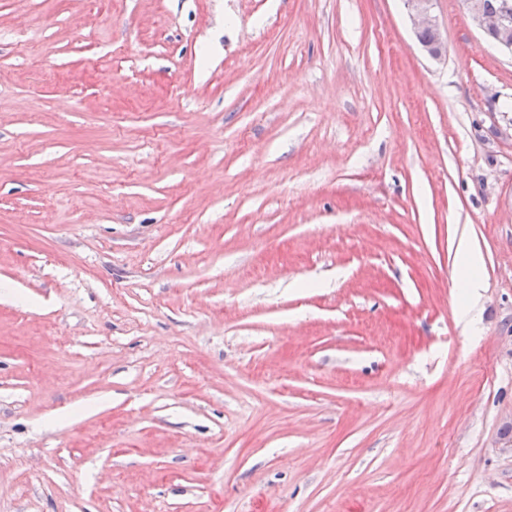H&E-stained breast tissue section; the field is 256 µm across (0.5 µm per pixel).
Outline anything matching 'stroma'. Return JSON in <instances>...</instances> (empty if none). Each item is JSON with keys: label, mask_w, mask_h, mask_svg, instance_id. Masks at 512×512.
<instances>
[{"label": "stroma", "mask_w": 512, "mask_h": 512, "mask_svg": "<svg viewBox=\"0 0 512 512\" xmlns=\"http://www.w3.org/2000/svg\"><path fill=\"white\" fill-rule=\"evenodd\" d=\"M435 13L0 0V512H512V55ZM409 19L419 44L433 59H441L446 49V38L437 16L434 13L435 0H406ZM430 38L422 41L427 36ZM421 38V39H420ZM460 256L463 266L467 271L461 281L460 288H462V292L469 302L471 299L477 298L480 289L483 288L482 280L478 274L481 266V257L476 251L465 245L460 247Z\"/></svg>", "instance_id": "35a3bbf8"}]
</instances>
